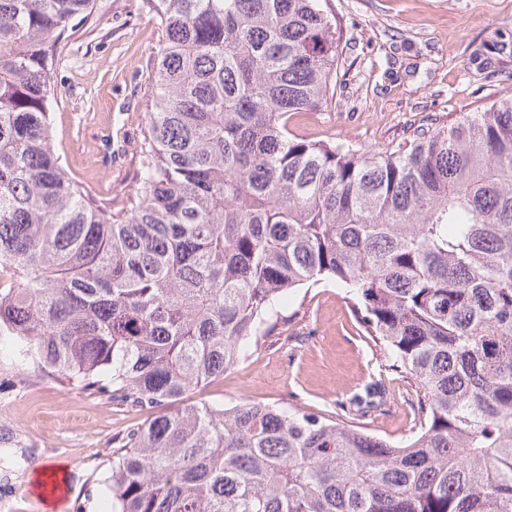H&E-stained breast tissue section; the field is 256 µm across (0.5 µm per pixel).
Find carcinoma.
Listing matches in <instances>:
<instances>
[{
    "label": "carcinoma",
    "mask_w": 512,
    "mask_h": 512,
    "mask_svg": "<svg viewBox=\"0 0 512 512\" xmlns=\"http://www.w3.org/2000/svg\"><path fill=\"white\" fill-rule=\"evenodd\" d=\"M147 3L162 43L119 214L53 145L51 75L96 0H0V335L152 412L112 457V512H512V96L393 152L299 139L337 68L321 0ZM325 279L413 381L404 445L191 398ZM387 403L380 380L346 410Z\"/></svg>",
    "instance_id": "carcinoma-1"
}]
</instances>
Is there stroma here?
<instances>
[{"mask_svg": "<svg viewBox=\"0 0 512 512\" xmlns=\"http://www.w3.org/2000/svg\"><path fill=\"white\" fill-rule=\"evenodd\" d=\"M343 24L340 75L318 111L294 117L297 137L333 139L361 151L396 148L420 128L449 124L512 95V0H322ZM161 31L145 0H97L52 74L59 102L53 135L75 178L124 208L136 179L147 126L148 77ZM296 317L202 399L231 405L247 398L338 416L372 380L384 379L386 414L364 418L367 433L409 437L417 400L408 380L382 372L384 353L366 336L332 281L297 289L282 302ZM148 411L117 404L18 360L0 338V512H110L104 479L120 437ZM68 472L69 498L48 508L36 471Z\"/></svg>", "mask_w": 512, "mask_h": 512, "instance_id": "35a3bbf8", "label": "stroma"}]
</instances>
